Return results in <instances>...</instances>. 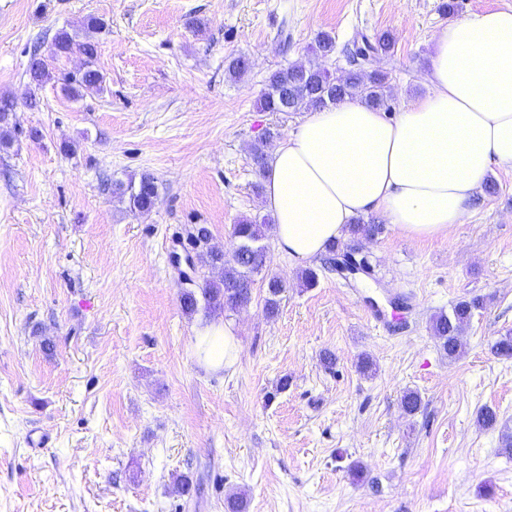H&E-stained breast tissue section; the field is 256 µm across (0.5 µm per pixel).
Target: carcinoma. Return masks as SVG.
I'll use <instances>...</instances> for the list:
<instances>
[{"mask_svg": "<svg viewBox=\"0 0 512 512\" xmlns=\"http://www.w3.org/2000/svg\"><path fill=\"white\" fill-rule=\"evenodd\" d=\"M104 28V21L92 18L85 32L72 34L62 29L51 44L52 58L80 54L85 66L76 72H62L56 77L43 59H33L28 67L30 83L39 89L52 79L61 81V90L70 97H79L88 91L104 90L106 82L103 72L96 66L98 42L96 34ZM393 47L392 37L383 32L369 37L361 34L347 44L344 54L349 69L339 75H332L322 61L336 53V38L329 33L320 34L312 49L314 59L306 63H295L272 71L266 79V88L261 96V108L266 112H301L332 106L347 96L359 95L377 109H390V76L381 69L367 70L374 59L388 54ZM268 140H260L250 147L251 158L258 169L263 171L267 160ZM158 188L155 178L144 174L139 181H112V199L127 205L132 211L148 213L152 210ZM271 225V218L262 222L243 219L234 225L233 233L238 240L234 258L227 259L211 245L212 234L205 225L196 227L192 234L195 259L204 266L219 267L222 276L214 280L197 275L182 289L181 309L188 317L204 311L209 316L217 311H237L252 301L255 276L270 263L268 247L263 243L265 229ZM266 296L263 310L269 317L278 314L281 295L286 290L284 281L276 275L265 277ZM484 306L483 299L474 296L458 301L451 312L434 316L431 330L440 347L452 358L462 347L460 334L475 314Z\"/></svg>", "mask_w": 512, "mask_h": 512, "instance_id": "carcinoma-1", "label": "carcinoma"}]
</instances>
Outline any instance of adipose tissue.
I'll return each instance as SVG.
<instances>
[{
  "label": "adipose tissue",
  "mask_w": 512,
  "mask_h": 512,
  "mask_svg": "<svg viewBox=\"0 0 512 512\" xmlns=\"http://www.w3.org/2000/svg\"><path fill=\"white\" fill-rule=\"evenodd\" d=\"M428 91L396 119L361 97L309 111L270 151L264 172L273 238L306 265L375 214L410 239L465 223L493 167H512V10L484 11L436 31ZM237 327L216 321L198 353L219 370L238 354Z\"/></svg>",
  "instance_id": "ef3b65f1"
}]
</instances>
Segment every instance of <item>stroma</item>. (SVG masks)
<instances>
[{
  "mask_svg": "<svg viewBox=\"0 0 512 512\" xmlns=\"http://www.w3.org/2000/svg\"><path fill=\"white\" fill-rule=\"evenodd\" d=\"M0 0V97L17 127L0 152V512H512V168H495L466 223L412 240L392 224L352 242L371 273L348 280L312 263L318 282L270 249L288 288L266 318V289L229 315L239 356L204 368L203 315L180 307L175 255L196 225L231 250L242 218L266 216L250 146L296 129L300 112H265L269 73L305 62L319 33L338 51L357 34L394 37L382 56L390 116L426 93L437 29L512 0ZM103 19L106 89L73 99L48 83L30 107L31 53L55 71V33ZM252 64L239 78L230 58ZM38 138H30V130ZM152 174L141 214L105 180ZM485 307L451 358L433 316L464 298ZM384 317L375 323L374 314ZM335 363L325 367L324 353ZM372 373H362L360 357ZM287 389H280L281 379ZM421 397L409 415L404 392ZM491 407L496 427L477 412ZM47 435L45 447L30 437ZM364 473L355 480L352 464ZM190 475V493L175 478Z\"/></svg>",
  "mask_w": 512,
  "mask_h": 512,
  "instance_id": "35a3bbf8",
  "label": "stroma"
}]
</instances>
